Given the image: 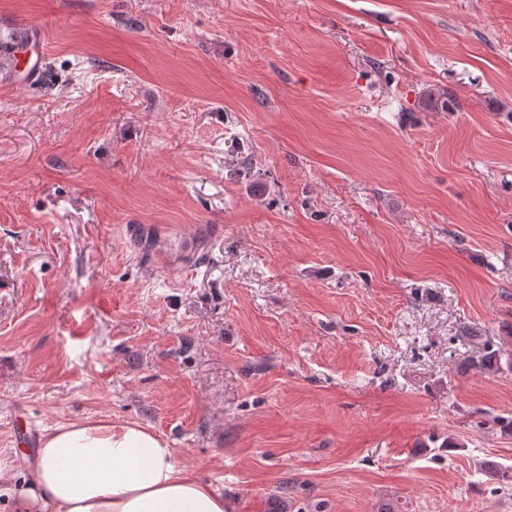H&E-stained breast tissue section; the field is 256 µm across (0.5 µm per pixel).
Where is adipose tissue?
Listing matches in <instances>:
<instances>
[{"label": "adipose tissue", "instance_id": "adipose-tissue-1", "mask_svg": "<svg viewBox=\"0 0 512 512\" xmlns=\"http://www.w3.org/2000/svg\"><path fill=\"white\" fill-rule=\"evenodd\" d=\"M0 492L14 512H226L224 497L180 465L173 448L139 424L73 421L44 433L28 488Z\"/></svg>", "mask_w": 512, "mask_h": 512}]
</instances>
